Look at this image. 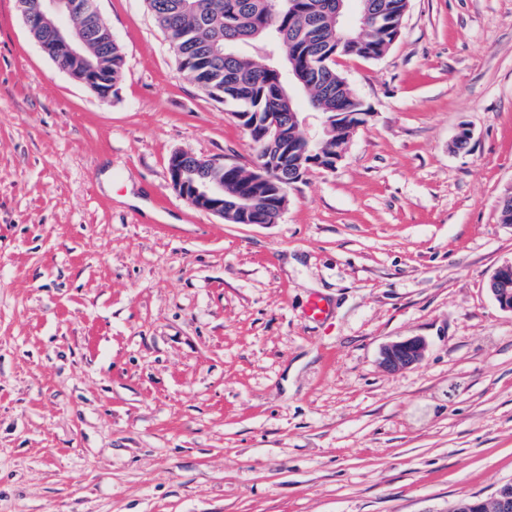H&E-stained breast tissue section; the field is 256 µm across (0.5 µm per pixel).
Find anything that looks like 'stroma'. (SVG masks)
I'll return each mask as SVG.
<instances>
[{"label": "stroma", "mask_w": 512, "mask_h": 512, "mask_svg": "<svg viewBox=\"0 0 512 512\" xmlns=\"http://www.w3.org/2000/svg\"><path fill=\"white\" fill-rule=\"evenodd\" d=\"M97 6L106 99L0 0V512H448L512 481V0H410L382 58H337L370 115L275 224L173 191V152L250 138L144 0ZM489 289L502 309L512 311V261L502 264L494 272ZM426 342L419 337L385 345L381 350V365L389 371H400L416 365L423 357Z\"/></svg>", "instance_id": "1"}]
</instances>
